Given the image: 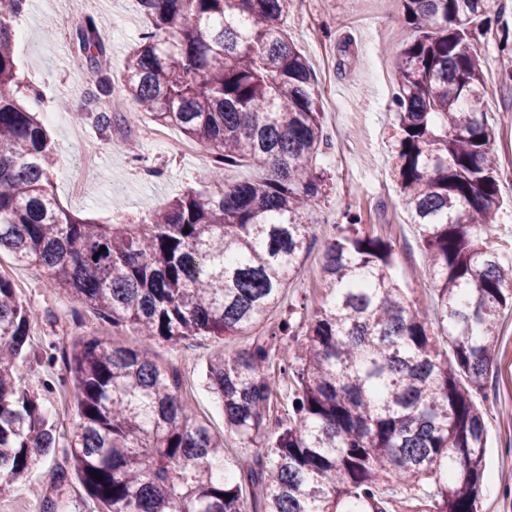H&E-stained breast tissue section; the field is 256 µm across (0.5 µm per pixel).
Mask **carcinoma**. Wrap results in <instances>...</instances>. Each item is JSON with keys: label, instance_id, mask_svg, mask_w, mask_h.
<instances>
[{"label": "carcinoma", "instance_id": "carcinoma-1", "mask_svg": "<svg viewBox=\"0 0 512 512\" xmlns=\"http://www.w3.org/2000/svg\"><path fill=\"white\" fill-rule=\"evenodd\" d=\"M291 2L139 0L149 27L127 58L124 95L216 165L135 224L57 203L56 146L19 100L13 38L26 0L0 3V252L144 338L136 348L84 338L64 352L78 409L65 455L88 499L59 495L42 512H250L242 480L261 512H390L380 494L390 483L407 512H478L487 431L474 397L512 309V253L490 234L501 170L472 43L488 0H398L393 176L434 305L399 286L393 243L358 229L361 211L344 212L303 352L277 362L294 383L285 424L271 418L269 337L294 336L295 325L269 329L265 317L299 272L326 181L321 90L288 37ZM100 29L85 17L73 45L91 72L87 111L107 130L121 115ZM240 163L263 176L226 183L224 168ZM32 323L0 275V494L58 447L57 425L15 366ZM241 335L253 337L249 347L216 351L204 372L224 431L254 449L230 460L152 345Z\"/></svg>", "mask_w": 512, "mask_h": 512}]
</instances>
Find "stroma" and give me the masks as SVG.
<instances>
[{
	"instance_id": "1",
	"label": "stroma",
	"mask_w": 512,
	"mask_h": 512,
	"mask_svg": "<svg viewBox=\"0 0 512 512\" xmlns=\"http://www.w3.org/2000/svg\"><path fill=\"white\" fill-rule=\"evenodd\" d=\"M64 6L65 0H29L19 21L24 35L15 41L20 79L39 92L36 110L58 147L53 192L62 205L82 217L105 222L143 218L195 186L207 169L205 158L197 151L172 155L158 143L141 139L139 128L151 120L130 99L124 105L125 121L106 132L95 126L84 110L90 73L72 45L75 28L57 23ZM489 8L494 12L492 27L476 32L474 43L484 59L487 119L496 129L494 149L502 170L503 206L492 238L507 250L512 248V83L503 84L502 76L512 70V53L502 51L498 29L512 26V13L497 15L496 0ZM90 12L105 20L102 39L107 61L114 83H121L126 56L148 21L137 0H92ZM402 26L393 0H300L288 14V34L321 86L328 135L338 141L354 140L356 148L345 157L324 156L328 180L313 218L312 245L302 258L300 273L284 288L280 306L269 313V326L286 315L295 325H303L319 306L324 249L337 235L342 213L350 206L364 211L366 230L394 244L400 285L428 301L434 296L418 234L407 222L392 177L397 121L389 95ZM0 272L13 281L17 297L37 317L32 346L18 365L60 433H69L77 405L65 379L63 348L92 336L137 347L142 338L130 329L116 332L90 308L50 288L39 266L19 265L0 255ZM215 347L211 338L203 336L176 348L155 345L154 353L158 362L178 371L184 401L212 432L223 436L224 453L232 459L241 453V444L225 434L223 407L203 383V370ZM475 402L488 430L487 481L478 512H512V489L500 481L502 469L512 462V429L500 418L501 407L512 403L511 311H504L500 319L494 361ZM66 466L62 450L42 458L15 480L9 496L0 498V512H23L31 489L42 500L61 492L82 495L78 474H71L68 486H59L57 474Z\"/></svg>"
}]
</instances>
